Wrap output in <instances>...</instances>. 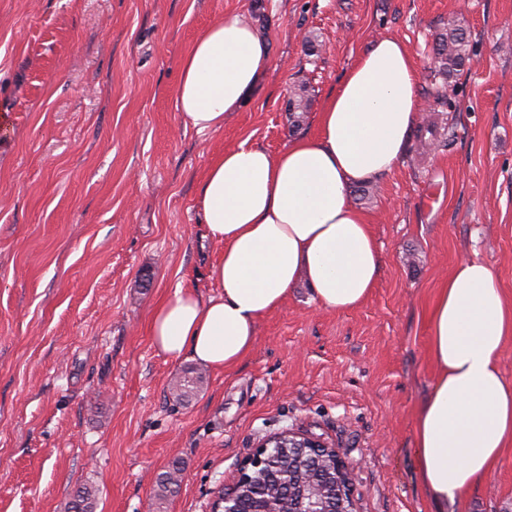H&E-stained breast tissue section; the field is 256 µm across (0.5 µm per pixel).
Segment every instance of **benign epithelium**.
<instances>
[{"instance_id": "obj_1", "label": "benign epithelium", "mask_w": 512, "mask_h": 512, "mask_svg": "<svg viewBox=\"0 0 512 512\" xmlns=\"http://www.w3.org/2000/svg\"><path fill=\"white\" fill-rule=\"evenodd\" d=\"M299 450L312 457H330L334 466V476L328 483L329 490L320 494L313 487H301L299 500L288 506V512H355V501L350 467L340 449L304 430L287 429L259 440L255 451L245 459L235 483L220 489L215 495L210 512H233L231 504L244 490L247 483L270 482L267 465L276 449Z\"/></svg>"}]
</instances>
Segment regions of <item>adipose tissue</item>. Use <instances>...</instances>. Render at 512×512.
I'll return each mask as SVG.
<instances>
[{"label":"adipose tissue","mask_w":512,"mask_h":512,"mask_svg":"<svg viewBox=\"0 0 512 512\" xmlns=\"http://www.w3.org/2000/svg\"><path fill=\"white\" fill-rule=\"evenodd\" d=\"M266 37L233 14L184 53L177 108L185 126L219 132L271 67ZM420 110L419 69L400 40L363 51L315 116L317 131L272 152L250 141L207 166L200 206L219 247L214 294L176 288L153 311V345L173 359L228 370L252 351L259 322L306 287L323 308L362 306L381 257L355 186L392 172L406 155ZM512 342V296L492 266L453 267L428 313L436 376L415 419L420 481L436 505L461 500L512 447V382L500 369Z\"/></svg>","instance_id":"ef3b65f1"}]
</instances>
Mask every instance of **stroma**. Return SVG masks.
<instances>
[{"instance_id": "obj_1", "label": "stroma", "mask_w": 512, "mask_h": 512, "mask_svg": "<svg viewBox=\"0 0 512 512\" xmlns=\"http://www.w3.org/2000/svg\"><path fill=\"white\" fill-rule=\"evenodd\" d=\"M227 13L262 29L271 70L223 131L200 133L176 107L180 61ZM456 23L474 53L442 88L450 109L421 114L431 147L413 134L392 173L352 193L382 258L370 299L334 313L297 289L240 365L174 402L188 362L159 353L148 324L176 287L214 292L209 161L314 134L362 50L395 37L422 67ZM2 114L0 512H68L83 484L95 512H150L175 461L166 512H209L258 439L292 426L353 463L357 512H434L414 449L435 378L427 311L466 259L512 295V0H0ZM448 512H512V447ZM180 469L175 466L171 470L162 473L157 481V491L153 505L155 511H162L164 501L171 496L180 486L179 480Z\"/></svg>"}]
</instances>
